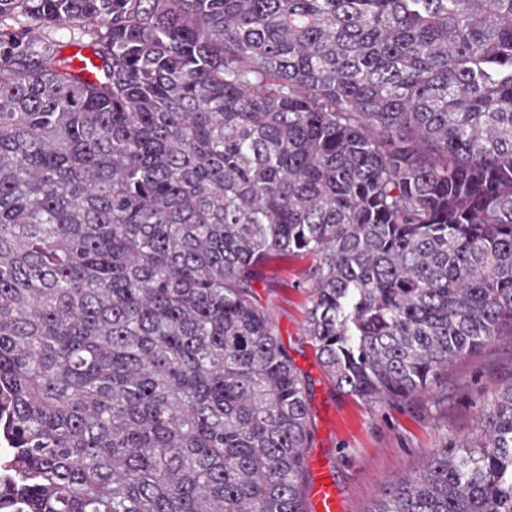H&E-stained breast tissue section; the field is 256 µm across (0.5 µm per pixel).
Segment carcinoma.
Instances as JSON below:
<instances>
[{
  "label": "carcinoma",
  "mask_w": 512,
  "mask_h": 512,
  "mask_svg": "<svg viewBox=\"0 0 512 512\" xmlns=\"http://www.w3.org/2000/svg\"><path fill=\"white\" fill-rule=\"evenodd\" d=\"M295 254L356 398L512 328V0H0V512H305ZM372 512H512V382Z\"/></svg>",
  "instance_id": "obj_1"
}]
</instances>
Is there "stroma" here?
I'll return each mask as SVG.
<instances>
[{
	"instance_id": "1",
	"label": "stroma",
	"mask_w": 512,
	"mask_h": 512,
	"mask_svg": "<svg viewBox=\"0 0 512 512\" xmlns=\"http://www.w3.org/2000/svg\"><path fill=\"white\" fill-rule=\"evenodd\" d=\"M311 257L268 264L252 286L279 338L310 381L311 443L347 512H371L385 487L420 470L445 448L478 440L498 387L512 382V335L455 360L440 386L405 399L367 402L340 392L325 375L307 334Z\"/></svg>"
}]
</instances>
